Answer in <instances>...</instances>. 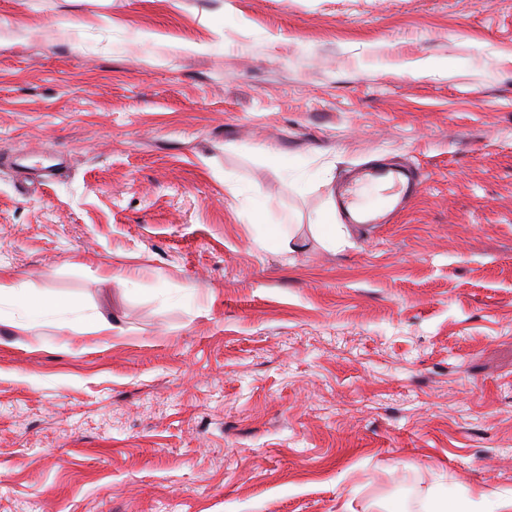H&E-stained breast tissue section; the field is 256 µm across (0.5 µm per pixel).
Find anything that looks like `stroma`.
Wrapping results in <instances>:
<instances>
[{"instance_id":"1","label":"stroma","mask_w":512,"mask_h":512,"mask_svg":"<svg viewBox=\"0 0 512 512\" xmlns=\"http://www.w3.org/2000/svg\"><path fill=\"white\" fill-rule=\"evenodd\" d=\"M375 157L421 195L325 248ZM0 266L63 306L0 323V512L512 496V0H0ZM224 191L237 203L247 224H251L256 236L271 248L283 255H292L295 243L291 236L275 234L265 223L267 203L256 193L249 191L234 181L224 180ZM335 217L330 211H321L311 218V227L320 242L327 247L345 243L349 235L346 224H334Z\"/></svg>"}]
</instances>
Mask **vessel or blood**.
Listing matches in <instances>:
<instances>
[{"mask_svg":"<svg viewBox=\"0 0 512 512\" xmlns=\"http://www.w3.org/2000/svg\"><path fill=\"white\" fill-rule=\"evenodd\" d=\"M423 180L411 168L375 161L356 168L336 191L346 217L360 216L366 224L391 223L421 194Z\"/></svg>","mask_w":512,"mask_h":512,"instance_id":"obj_1","label":"vessel or blood"}]
</instances>
